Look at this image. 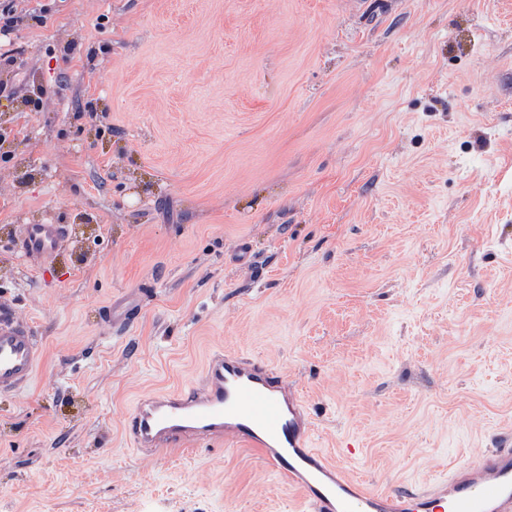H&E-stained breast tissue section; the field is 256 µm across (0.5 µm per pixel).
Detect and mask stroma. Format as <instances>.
<instances>
[{
    "mask_svg": "<svg viewBox=\"0 0 512 512\" xmlns=\"http://www.w3.org/2000/svg\"><path fill=\"white\" fill-rule=\"evenodd\" d=\"M18 12L0 302L44 360L0 396V512H307L249 450L125 444L138 397L216 349L284 372L316 448L378 489L512 438V0ZM37 221L76 228L50 279L13 248Z\"/></svg>",
    "mask_w": 512,
    "mask_h": 512,
    "instance_id": "obj_1",
    "label": "stroma"
}]
</instances>
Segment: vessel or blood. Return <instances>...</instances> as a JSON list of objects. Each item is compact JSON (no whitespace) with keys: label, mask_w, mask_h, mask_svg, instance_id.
I'll list each match as a JSON object with an SVG mask.
<instances>
[{"label":"vessel or blood","mask_w":512,"mask_h":512,"mask_svg":"<svg viewBox=\"0 0 512 512\" xmlns=\"http://www.w3.org/2000/svg\"><path fill=\"white\" fill-rule=\"evenodd\" d=\"M72 234L68 224H23L14 246L29 268L48 272ZM34 327L0 304V394H14L43 359ZM306 401L269 363L212 353L200 382L148 391L127 415L124 431L140 451H174L218 443L256 451L298 488L310 512H512V447L494 448L454 466L421 490L376 491L315 448Z\"/></svg>","instance_id":"obj_1"}]
</instances>
